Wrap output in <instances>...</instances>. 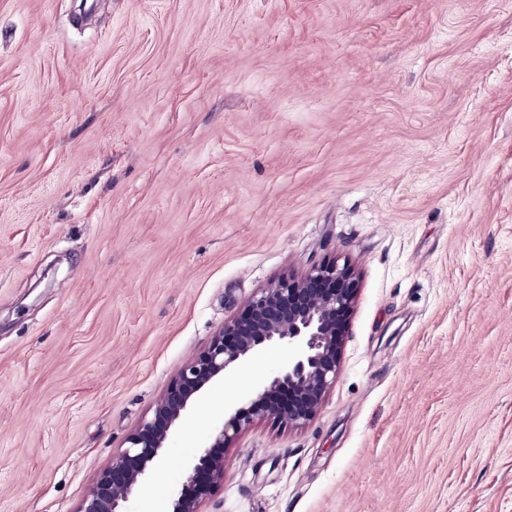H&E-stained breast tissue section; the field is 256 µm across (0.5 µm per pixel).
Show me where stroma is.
I'll return each instance as SVG.
<instances>
[{
	"label": "stroma",
	"mask_w": 512,
	"mask_h": 512,
	"mask_svg": "<svg viewBox=\"0 0 512 512\" xmlns=\"http://www.w3.org/2000/svg\"><path fill=\"white\" fill-rule=\"evenodd\" d=\"M0 0V512H75L259 289L358 278L309 422L203 512H512V0ZM254 352L135 512H167Z\"/></svg>",
	"instance_id": "obj_1"
}]
</instances>
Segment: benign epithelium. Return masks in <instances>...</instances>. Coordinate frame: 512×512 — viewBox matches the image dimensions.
<instances>
[{
  "label": "benign epithelium",
  "instance_id": "1",
  "mask_svg": "<svg viewBox=\"0 0 512 512\" xmlns=\"http://www.w3.org/2000/svg\"><path fill=\"white\" fill-rule=\"evenodd\" d=\"M357 291L352 268L334 261L260 289L240 315L224 322L209 345L179 369L75 512H130V498L165 457L195 398L255 351L288 346V362L247 392L248 409L225 411L202 451L185 463L186 480L174 493L169 512H201L202 503L224 481V449L255 419L299 426L318 413L336 382L344 325ZM284 390L286 404L281 401Z\"/></svg>",
  "mask_w": 512,
  "mask_h": 512
}]
</instances>
